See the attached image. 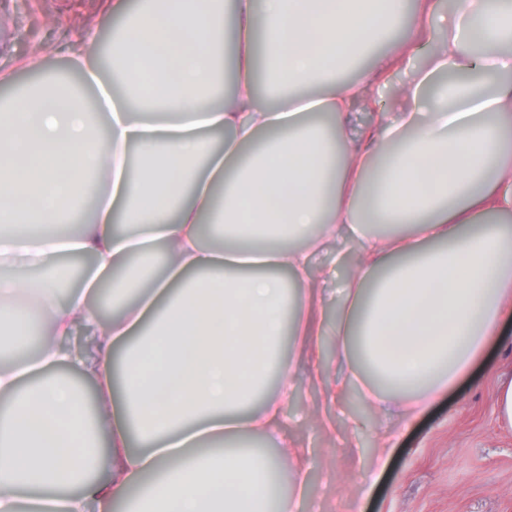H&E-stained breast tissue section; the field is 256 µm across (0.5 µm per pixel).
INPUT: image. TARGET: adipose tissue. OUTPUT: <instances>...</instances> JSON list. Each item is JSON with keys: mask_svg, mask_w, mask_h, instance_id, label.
I'll return each mask as SVG.
<instances>
[{"mask_svg": "<svg viewBox=\"0 0 512 512\" xmlns=\"http://www.w3.org/2000/svg\"><path fill=\"white\" fill-rule=\"evenodd\" d=\"M112 0L120 63L84 90L56 81L0 102V324L34 359L0 364V512L33 493L43 512H290L302 451L282 428L293 361L333 332L349 381L409 423L480 362L512 315V0H456L447 36L416 28L383 68L336 82L373 37L407 20L404 0ZM263 19L274 107L253 82ZM400 84L408 112L359 120L375 87ZM234 89L224 94V62ZM459 76L436 103L426 90ZM307 96H298V89ZM92 219L69 223L87 176ZM223 239L204 247V227ZM354 245L332 326L318 310L310 249ZM88 255L61 301L60 256ZM44 274L21 279L20 270ZM110 291L108 323L92 305ZM97 330L93 351L61 337ZM141 342L115 357L118 342ZM290 338L292 358L275 364Z\"/></svg>", "mask_w": 512, "mask_h": 512, "instance_id": "obj_1", "label": "adipose tissue"}]
</instances>
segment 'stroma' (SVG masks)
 Here are the masks:
<instances>
[{"instance_id":"35a3bbf8","label":"stroma","mask_w":512,"mask_h":512,"mask_svg":"<svg viewBox=\"0 0 512 512\" xmlns=\"http://www.w3.org/2000/svg\"><path fill=\"white\" fill-rule=\"evenodd\" d=\"M1 15L9 27L0 35V75L11 80L0 84V97L42 75L72 73L69 50L85 24L95 22L104 39L116 21L97 0H0ZM321 366L338 377L335 337L296 362L283 411L309 466L308 494L294 512H512V428L496 412L497 387L512 378V322L467 378L405 427L377 415L370 429L354 430L359 386L347 382L329 396L312 378ZM386 434L389 462L375 483L365 482Z\"/></svg>"}]
</instances>
